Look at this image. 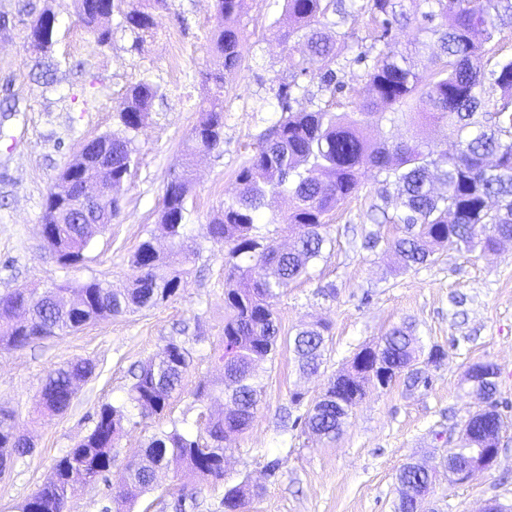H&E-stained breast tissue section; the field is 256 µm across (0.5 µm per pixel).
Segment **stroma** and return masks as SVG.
<instances>
[{"instance_id":"35a3bbf8","label":"stroma","mask_w":512,"mask_h":512,"mask_svg":"<svg viewBox=\"0 0 512 512\" xmlns=\"http://www.w3.org/2000/svg\"><path fill=\"white\" fill-rule=\"evenodd\" d=\"M356 2L357 10L337 26L344 57L337 90H325L316 76H299L294 110L328 103L337 112L355 111L352 94L364 86L367 72L355 57L375 44L369 17L360 9L365 0ZM45 9L58 20L47 56L56 77L50 88L37 83L25 50L29 15ZM0 12L14 20L0 34V294L92 278L126 287L134 276L131 256L142 240L150 237L159 250L167 248L159 229L162 197L210 95L202 74L213 66L208 52L213 0H169L168 8L155 13L153 34L143 38L126 28L122 10H113L112 40L102 46L76 23L75 0H0ZM244 22L241 65L224 85V143L192 161L186 234L195 254L177 294L147 311L0 351V408L14 412L20 431L35 444L23 463L0 473V512H16L17 504L47 481L54 459L92 430L98 407L121 402L132 369L182 328L191 357L182 394L163 415L126 424L112 450L111 475L78 486L68 512H101L108 487L121 485L124 464L154 433L197 419L192 393L217 377L211 355L224 330V256L207 226L235 195L236 173L253 155L261 132L280 118L275 91L290 78V58L303 50L302 40L288 34L284 0H252ZM144 79L159 91L135 139L138 163L118 192L120 214L95 233L79 270L65 268L40 235L47 195L81 144L119 130L126 93ZM419 110L415 103L388 110L368 133L376 141L449 143L448 125L419 118ZM370 204L361 196L330 212L331 246L277 302L280 338L262 400L251 426L232 441L227 459L229 478L247 476L263 489L244 512H394L395 476L403 463L434 464L464 444L462 425L480 406L464 377L469 366L482 361L501 370L506 428L499 456L490 470L468 482L439 478L431 506L434 512H482L493 500L512 512V242L487 254L447 248L433 263L399 272L383 244L400 230L371 223ZM368 232L380 237L381 247L362 248ZM315 320L329 324V340L319 374L306 377L288 338L301 323ZM403 321L414 323L426 344L445 352L442 361L424 365L428 385L409 390L399 378L390 387L369 388L336 441L309 436L298 422L308 401L354 353ZM77 360L93 362L95 372L79 385L71 407L33 419L44 376ZM296 391L304 403L292 404ZM274 459L280 466L270 476L265 467ZM180 488L196 498L195 512H215L224 493L223 482L187 481L172 468L135 499L131 512H160L159 500Z\"/></svg>"}]
</instances>
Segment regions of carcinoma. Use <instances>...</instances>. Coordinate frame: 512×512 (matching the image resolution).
I'll return each mask as SVG.
<instances>
[{"mask_svg": "<svg viewBox=\"0 0 512 512\" xmlns=\"http://www.w3.org/2000/svg\"><path fill=\"white\" fill-rule=\"evenodd\" d=\"M296 31L305 39L306 55L291 61L294 75L308 72L329 86L341 65L337 40L322 27L331 15L348 13L346 0H285ZM168 7V0H130L124 12L126 28L138 36L154 28V11ZM248 0H217L211 53L217 68L206 73L216 92L188 132L185 152L193 156L212 152L224 143V76L235 72L241 61V18ZM369 14L381 37L411 18L420 17V29L437 37L438 52L419 56L385 42L373 57L367 80L359 93L356 112H333L330 105L310 111L292 110L297 81L279 84L276 100L282 117L260 139L248 165L236 176V196L219 209L208 225L210 238L227 247L224 268V336L213 348L222 374L193 393L199 407L198 430L171 428L154 434L125 464L121 487L107 494L101 512H124V506L153 487L158 471L175 467L183 476L224 481V456L228 443L252 422L264 391L265 363L272 360L280 336L275 305L288 286L307 273L331 243L325 217L341 202L357 195L369 173L383 176L376 193L384 200L395 187L400 199L393 215L382 212L385 222L400 226L401 235L388 243L399 268L409 269L434 261L444 248L490 252L503 241H512V56H487L486 46L501 27L512 23V0H366ZM78 22L100 45L112 37L111 4L105 0H76ZM53 13L44 10L33 17L28 30L37 44L27 51H49L42 38L53 36ZM500 91L496 100L488 94ZM157 87L148 80L134 85L120 111L121 130L98 137L112 147V181L122 182L137 163L135 135L145 124ZM416 99L422 117L431 122H451L453 144L439 146L425 141L384 140L372 143L365 127L383 117L379 109L405 105ZM68 163L52 186L42 223L52 227L47 247L64 266L83 261L88 239L75 233L65 201L81 193L82 183L96 177L93 159L72 172ZM190 179L187 167L168 182L162 200L160 223L169 240L168 252L154 247L153 239L140 243L131 259L136 275L128 287L118 290L97 278L53 289L69 293L66 307L30 291L16 288L0 294V351L17 350L30 341L77 331L104 318L150 310L176 295L184 271L173 258L189 259L186 241V201ZM269 195L288 197L289 206L270 223L282 224L293 243L281 249L261 233L259 221ZM116 198L103 195L97 219L103 227L119 214ZM329 325L316 321L297 328L290 345L300 370L315 375L322 364ZM436 363L443 350L425 347L412 324L393 326L378 340L362 347L349 367L330 379L312 400L304 419L311 435L332 441L340 434L352 410L376 385L381 374L392 383L406 374L409 389L427 382L408 372L422 354ZM494 377L479 382L483 395L496 399L500 368L488 364ZM190 368L185 342L170 339L139 366L126 399L103 403L91 432L82 442L54 460L51 478L18 504V512H66L74 485L107 481L114 465L112 448L124 423L134 417L162 414L183 390ZM95 372L90 361H77L50 372L39 391L36 410L59 415L71 406L78 385ZM220 396L228 409L218 412L208 401ZM476 448H497L506 427L500 411L479 415L468 424ZM33 451L31 442L17 433L15 418L0 411V471ZM436 470L425 471L404 464L398 483L411 495L399 499L395 512H414L416 502L427 498ZM261 487L244 479L225 486L220 507L242 512Z\"/></svg>", "mask_w": 512, "mask_h": 512, "instance_id": "cac0c4a2", "label": "carcinoma"}]
</instances>
